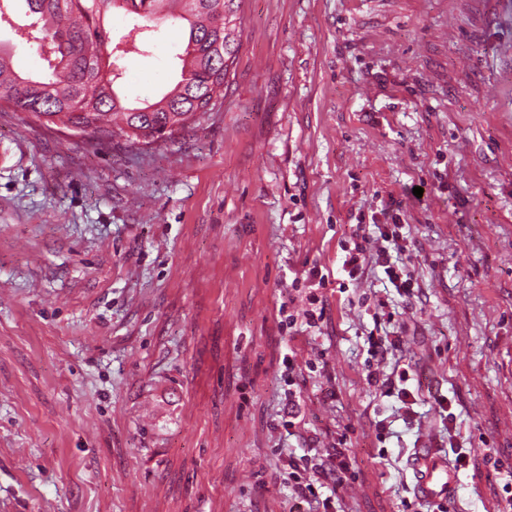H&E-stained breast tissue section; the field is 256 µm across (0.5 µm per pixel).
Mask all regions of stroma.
<instances>
[{"label":"stroma","instance_id":"obj_1","mask_svg":"<svg viewBox=\"0 0 512 512\" xmlns=\"http://www.w3.org/2000/svg\"><path fill=\"white\" fill-rule=\"evenodd\" d=\"M240 15L219 111L149 149L0 110V512H289V461L335 443L346 478L318 492L345 512H438L415 490L420 448L471 454L445 512H501L512 0H242ZM26 21L17 0L0 42L34 75ZM161 28L125 59L143 99L185 41ZM360 221L415 297L380 266L342 271ZM314 270L324 321L287 324ZM396 331L402 356L375 362L370 337ZM374 364L420 383L414 415L368 384ZM375 264L384 268V273L400 294L413 295L415 292V279L412 272L404 266H395L386 255L385 250H379Z\"/></svg>","mask_w":512,"mask_h":512}]
</instances>
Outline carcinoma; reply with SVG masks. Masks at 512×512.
<instances>
[{"mask_svg": "<svg viewBox=\"0 0 512 512\" xmlns=\"http://www.w3.org/2000/svg\"><path fill=\"white\" fill-rule=\"evenodd\" d=\"M36 21L25 41L39 49L47 70L25 76L13 66L9 49L0 47V97L16 109L47 123L90 129V140H122L131 149L150 146L196 121L202 106L215 112L224 100L228 73L241 45V0H25ZM134 15L132 30L149 39L158 21L170 18L188 27L187 44L174 57L180 66L173 88L153 103L120 94L122 67L105 50L110 30L105 20L116 8Z\"/></svg>", "mask_w": 512, "mask_h": 512, "instance_id": "1", "label": "carcinoma"}]
</instances>
